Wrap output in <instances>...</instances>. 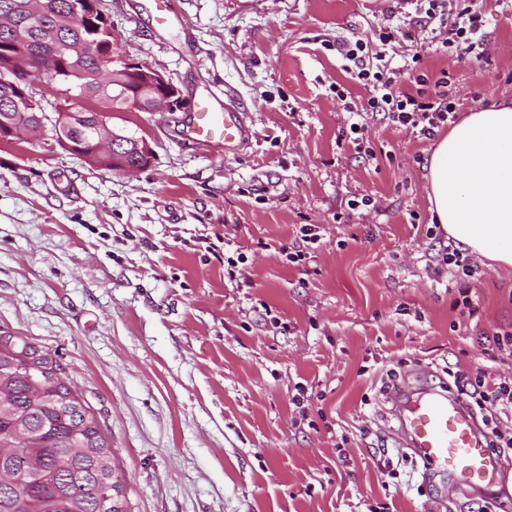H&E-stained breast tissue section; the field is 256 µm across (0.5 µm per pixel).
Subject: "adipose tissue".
<instances>
[{
	"instance_id": "1",
	"label": "adipose tissue",
	"mask_w": 512,
	"mask_h": 512,
	"mask_svg": "<svg viewBox=\"0 0 512 512\" xmlns=\"http://www.w3.org/2000/svg\"><path fill=\"white\" fill-rule=\"evenodd\" d=\"M433 221L456 246L512 267V100L469 112L433 145Z\"/></svg>"
}]
</instances>
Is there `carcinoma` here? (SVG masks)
I'll list each match as a JSON object with an SVG mask.
<instances>
[{
    "label": "carcinoma",
    "instance_id": "carcinoma-1",
    "mask_svg": "<svg viewBox=\"0 0 512 512\" xmlns=\"http://www.w3.org/2000/svg\"><path fill=\"white\" fill-rule=\"evenodd\" d=\"M0 131L23 126L71 144L83 136L103 135L118 148L116 156L141 162L135 135L107 124L97 129L95 115L107 112L68 104L46 128L43 95L32 83L1 81L16 71V54L61 49L71 72L63 84L77 95L106 104L108 112H134L127 90L135 82L115 71L112 61L86 52L85 43L101 40V20L94 16L74 26L71 0H0ZM61 365L50 352L19 337L0 336V439L21 429L26 441L19 453L0 452V512H130L124 481L116 473L112 443L86 400L59 381Z\"/></svg>",
    "mask_w": 512,
    "mask_h": 512
}]
</instances>
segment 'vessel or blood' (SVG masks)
Listing matches in <instances>:
<instances>
[{"instance_id":"1","label":"vessel or blood","mask_w":512,"mask_h":512,"mask_svg":"<svg viewBox=\"0 0 512 512\" xmlns=\"http://www.w3.org/2000/svg\"><path fill=\"white\" fill-rule=\"evenodd\" d=\"M188 136L194 142L236 153L252 137L248 113L238 111L232 95L198 98ZM405 443L428 468L447 473L453 488L499 485L505 466L488 447L489 435L455 396L416 385L393 396Z\"/></svg>"}]
</instances>
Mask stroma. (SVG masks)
Returning <instances> with one entry per match:
<instances>
[{
	"label": "stroma",
	"mask_w": 512,
	"mask_h": 512,
	"mask_svg": "<svg viewBox=\"0 0 512 512\" xmlns=\"http://www.w3.org/2000/svg\"><path fill=\"white\" fill-rule=\"evenodd\" d=\"M120 55L180 90L177 112H115L149 164L107 170L50 139H0V335L55 353L112 442L131 512H474L406 448L391 392L447 364L491 365L481 333L512 328V268L479 259L474 316L432 258L423 166L432 146L387 115L350 131L368 92L336 54L405 22L407 0H106ZM486 58L437 51L429 30L383 51L400 91L448 74L457 115L512 96V9L483 0ZM406 23V22H405ZM421 64H412L413 55ZM230 91L253 137L193 143L186 105ZM322 243L281 253L300 225ZM244 254L243 280L224 259ZM311 396L293 403L297 386ZM318 226L314 224H303L293 242L288 246L284 244L281 252L286 255L289 263L295 266H303L313 258L315 251L321 246V235Z\"/></svg>",
	"instance_id": "1"
}]
</instances>
